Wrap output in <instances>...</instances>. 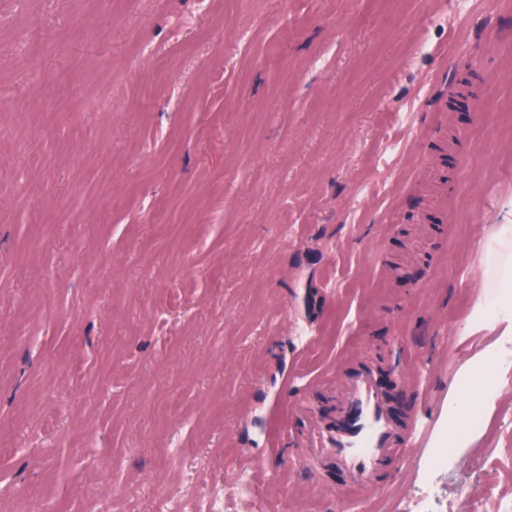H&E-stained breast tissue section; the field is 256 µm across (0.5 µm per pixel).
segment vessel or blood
Segmentation results:
<instances>
[{
	"label": "vessel or blood",
	"instance_id": "obj_1",
	"mask_svg": "<svg viewBox=\"0 0 512 512\" xmlns=\"http://www.w3.org/2000/svg\"><path fill=\"white\" fill-rule=\"evenodd\" d=\"M422 433L419 416L398 419L386 388L367 367L349 378L332 416L309 419L302 445L313 460L330 462L355 487L370 483Z\"/></svg>",
	"mask_w": 512,
	"mask_h": 512
}]
</instances>
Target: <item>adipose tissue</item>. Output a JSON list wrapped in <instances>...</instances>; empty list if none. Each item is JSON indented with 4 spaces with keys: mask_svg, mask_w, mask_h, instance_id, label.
<instances>
[{
    "mask_svg": "<svg viewBox=\"0 0 512 512\" xmlns=\"http://www.w3.org/2000/svg\"><path fill=\"white\" fill-rule=\"evenodd\" d=\"M488 268L496 290L497 313H512V239L503 238L492 251ZM500 350L492 345L481 352L465 378V393L448 402V445L463 444L472 431L484 425L487 403L499 392Z\"/></svg>",
    "mask_w": 512,
    "mask_h": 512,
    "instance_id": "ef3b65f1",
    "label": "adipose tissue"
}]
</instances>
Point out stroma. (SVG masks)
Returning a JSON list of instances; mask_svg holds the SVG:
<instances>
[{
    "label": "stroma",
    "instance_id": "stroma-1",
    "mask_svg": "<svg viewBox=\"0 0 512 512\" xmlns=\"http://www.w3.org/2000/svg\"><path fill=\"white\" fill-rule=\"evenodd\" d=\"M505 224L512 0H0V512H495L512 376L431 462ZM394 346L421 444L350 492L300 424Z\"/></svg>",
    "mask_w": 512,
    "mask_h": 512
}]
</instances>
